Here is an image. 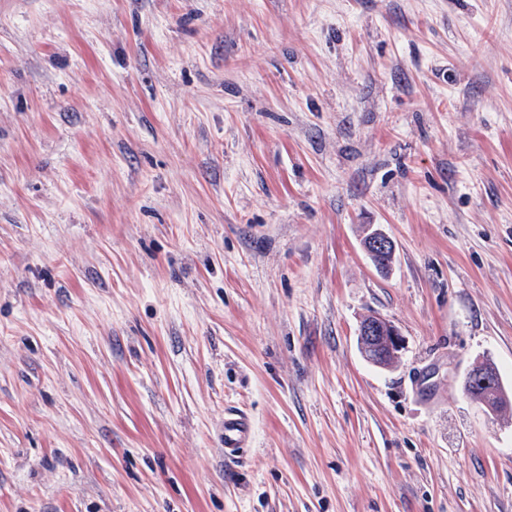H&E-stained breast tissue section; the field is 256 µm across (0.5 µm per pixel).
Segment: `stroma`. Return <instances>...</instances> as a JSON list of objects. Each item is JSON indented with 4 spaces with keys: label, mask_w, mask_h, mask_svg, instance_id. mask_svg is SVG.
<instances>
[{
    "label": "stroma",
    "mask_w": 512,
    "mask_h": 512,
    "mask_svg": "<svg viewBox=\"0 0 512 512\" xmlns=\"http://www.w3.org/2000/svg\"><path fill=\"white\" fill-rule=\"evenodd\" d=\"M486 361L512 0H0V512H512ZM365 248L378 266H387L394 254V243L382 228H375L369 233ZM359 342L362 353L371 363L385 367L395 350L403 347V338L397 328L379 315H371L359 326ZM468 376L474 385V390L480 396V403L485 408L496 411L508 404V397L501 387L499 372L492 363H482L473 368ZM253 431L250 418L238 409H227L224 412V457L238 459L251 447Z\"/></svg>",
    "instance_id": "obj_1"
}]
</instances>
